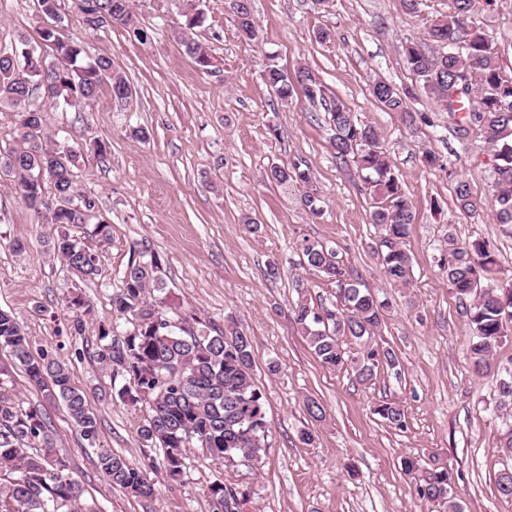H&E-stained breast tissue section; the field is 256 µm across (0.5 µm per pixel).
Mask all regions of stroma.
I'll list each match as a JSON object with an SVG mask.
<instances>
[{
  "label": "stroma",
  "mask_w": 512,
  "mask_h": 512,
  "mask_svg": "<svg viewBox=\"0 0 512 512\" xmlns=\"http://www.w3.org/2000/svg\"><path fill=\"white\" fill-rule=\"evenodd\" d=\"M133 4L143 40L123 27L85 29L72 0L62 5L64 34L111 58L132 86L125 109L107 93L87 112L43 104L55 138L86 148L80 184L99 198L111 237L103 243L80 228L73 234L101 251V277L78 280L50 258L47 228L0 183V308L24 325L33 349L67 362L73 386L84 391L100 422L96 447L1 350L0 367L10 374L0 384L23 406L42 410L57 452L67 456L100 512H211L208 487L217 479L246 492L244 512H436L402 471L406 456L447 465L463 512H512V498L500 496L496 484L507 465L495 450L502 424L496 380L473 372L466 356L471 323L440 267L452 234L486 243L497 259L490 279L512 283V234L490 213L461 212L454 192L464 181L474 195L491 197L492 151L482 139L457 137L454 117L435 107L401 52L411 39L437 53L427 28L447 14L448 0H420L414 13L404 0H252L256 43L239 36L224 0H204L206 18L194 37L217 57L213 73L198 70L174 36L180 0ZM468 22L491 36L500 65L512 71V0L478 5ZM36 28L33 0H0L1 49L36 40ZM322 29L330 41H317ZM271 62L309 67L354 118L376 128L416 212L404 243L412 260L408 284L385 278L373 252L378 229L370 200L355 166L337 165L323 108L301 92L280 102L262 78ZM376 78L412 90L409 113L382 110L368 91ZM136 127L147 128L148 138L134 136ZM428 152L439 167L425 165ZM296 159L313 172L321 218L305 212L301 189L266 178L271 164ZM247 216L256 219L255 231L246 230ZM306 238L335 250L347 272L386 302L384 323L370 343L393 349L398 368L379 366L362 384L353 372L324 368L309 349L291 309L304 298L333 303L338 286L305 268L299 245ZM16 240L25 251L13 250ZM136 243L159 256L174 310L203 323L235 322L250 337L254 380L271 427L256 467L221 468L194 448L182 482L168 484L159 469L161 450L137 436L144 407L122 402L116 388L123 378L96 362L99 331L114 323L112 296ZM74 293L92 308L80 336L71 335L65 306ZM310 398L322 403V419L307 414ZM387 400L403 406L404 428L376 414ZM305 430L313 444L302 442ZM104 450L146 465L157 498L139 502L110 485L96 467Z\"/></svg>",
  "instance_id": "35a3bbf8"
}]
</instances>
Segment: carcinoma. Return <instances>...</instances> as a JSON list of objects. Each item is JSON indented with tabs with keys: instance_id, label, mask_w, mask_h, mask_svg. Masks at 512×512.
<instances>
[{
	"instance_id": "cac0c4a2",
	"label": "carcinoma",
	"mask_w": 512,
	"mask_h": 512,
	"mask_svg": "<svg viewBox=\"0 0 512 512\" xmlns=\"http://www.w3.org/2000/svg\"><path fill=\"white\" fill-rule=\"evenodd\" d=\"M82 24L90 30L124 26L139 39L147 33L136 27L132 0H76ZM476 0H450L448 14L427 29L428 38L445 47L429 56L418 44L402 46L404 60L436 106L459 114L456 133L464 137V125L472 123L491 132L495 164L493 194L488 206L498 223L512 233V75L502 70L498 52L487 33L468 24ZM36 15L43 20L61 12V0H35ZM179 39L184 54L205 72L217 68V59L204 44L189 36L204 21V13L189 5L182 14ZM239 34L247 41L258 38L250 9L235 18ZM45 53L27 55L30 45L0 49V109L18 112L19 133L15 144L0 157V174L7 177L16 194L35 212L38 223L57 229L47 237L48 253L56 256L78 279L92 280L102 273L100 253L71 235L69 228L92 226L91 235L106 242L110 225L99 220V200L83 191L78 171L83 151L53 141L45 132L46 116L33 103L45 92L54 104L80 112L91 107L103 89L121 104L133 96L129 82L114 74L112 59L93 56L86 46L59 31L37 30ZM265 82L286 102L299 82L311 102H326L328 123L333 130L336 162L354 164L361 175L363 191L372 201V223L380 228L377 255L388 280L406 284L412 274L411 258L403 247L415 211L399 175L376 129L355 120L337 97L328 94L312 70L300 67L293 73L271 63ZM370 95L386 112H402L415 123L408 107V93L382 79L369 86ZM266 178L278 185L304 186L303 208L312 216L322 214L317 192L312 188L310 168L301 160L273 164ZM458 208L469 214L482 208L470 186L455 187ZM304 264L319 276L338 284L331 305L299 301L293 310L295 323L325 367L338 370L352 365L357 381L366 383L383 362L395 367L398 358L391 349L366 347L361 360L346 357L343 338L372 337L382 323L384 302L346 276L336 252L322 243L304 240L300 246ZM120 290L112 295V316L125 324L121 335L102 329L95 351L98 364L121 372L129 383L118 390L120 398L145 405L147 413L137 429L141 442L163 451L162 470L170 481L179 480L187 451L199 448L219 466H253L266 448L269 423L265 397L256 385L250 338L238 327L221 328L184 316L173 319L169 307L156 294L164 290L160 259L143 246H133ZM496 263L494 255L479 241L459 244L448 237V262L443 266L448 282L469 305L473 337L467 351L479 374L492 370V350L512 326V290L490 293L486 274ZM73 312L70 329L84 333L88 313L81 297L67 301ZM0 348L6 350L29 383L50 401L61 403L89 447L97 445L99 423L83 391L71 384L67 364L48 354L36 356L24 327L15 316L0 308ZM498 406L512 409V371L500 373ZM387 423L401 428L404 409L397 402L376 408ZM402 470L416 476L419 498L438 502L448 512H462L455 480L444 466L423 468L419 460L406 457ZM97 467L114 486L137 500L156 497L154 481L146 468L126 457L102 451ZM213 512H243L246 495L221 479L208 487ZM0 512H97L85 489L74 477L67 461L54 451L49 424L35 408L24 409L10 395L0 392Z\"/></svg>"
}]
</instances>
